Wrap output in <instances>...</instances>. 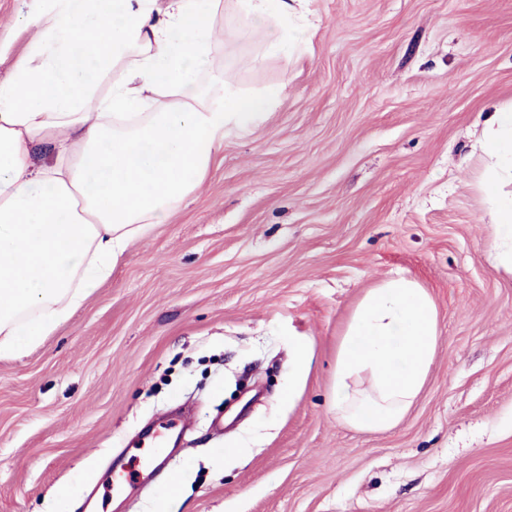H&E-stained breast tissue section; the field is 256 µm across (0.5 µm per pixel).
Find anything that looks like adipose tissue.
<instances>
[{"label": "adipose tissue", "instance_id": "adipose-tissue-1", "mask_svg": "<svg viewBox=\"0 0 512 512\" xmlns=\"http://www.w3.org/2000/svg\"><path fill=\"white\" fill-rule=\"evenodd\" d=\"M313 0H236L235 34L291 56L313 37ZM27 16L38 39L0 78V357L67 321L128 246L201 187L232 130L264 121L284 85L248 92L217 61L223 0H49ZM496 241L512 273V109L485 122ZM438 311L418 283L368 290L336 348L340 424L381 432L421 393Z\"/></svg>", "mask_w": 512, "mask_h": 512}]
</instances>
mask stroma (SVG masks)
Returning <instances> with one entry per match:
<instances>
[{
  "instance_id": "obj_1",
  "label": "stroma",
  "mask_w": 512,
  "mask_h": 512,
  "mask_svg": "<svg viewBox=\"0 0 512 512\" xmlns=\"http://www.w3.org/2000/svg\"><path fill=\"white\" fill-rule=\"evenodd\" d=\"M43 7L0 0V77ZM312 8L297 58L224 55L244 89L287 82L268 118L225 136L67 322L0 358V512H512V274L486 257L477 147L512 105V0ZM400 277L437 303V357L401 424L355 431L331 410L336 346ZM139 458L149 484L116 489L107 470Z\"/></svg>"
}]
</instances>
